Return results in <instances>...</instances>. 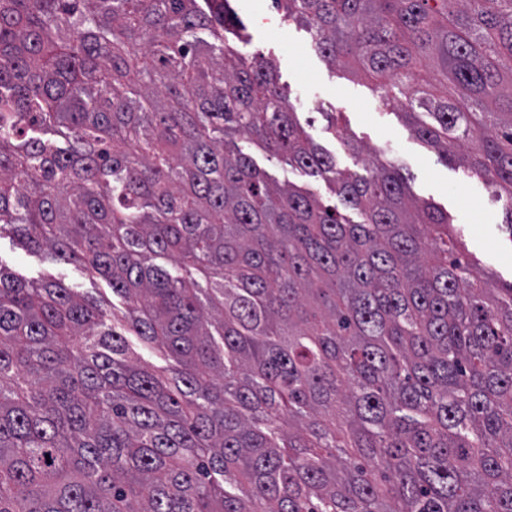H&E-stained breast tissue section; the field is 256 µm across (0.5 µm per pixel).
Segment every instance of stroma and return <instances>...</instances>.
Returning a JSON list of instances; mask_svg holds the SVG:
<instances>
[{
  "label": "stroma",
  "instance_id": "1",
  "mask_svg": "<svg viewBox=\"0 0 512 512\" xmlns=\"http://www.w3.org/2000/svg\"><path fill=\"white\" fill-rule=\"evenodd\" d=\"M228 22L244 28L247 40L239 49L248 56L272 59L280 82L301 126L316 143L335 155L339 168L362 171L363 158L347 147L355 141L376 150L379 161L402 168L417 198L448 211L462 231L461 251L471 266L488 272L491 287L512 283V230L503 222L502 204L488 184L467 169L444 164L437 153L411 132L397 111L383 108L368 74L331 67L315 50L306 28L283 22L272 0H231ZM334 113L337 130L327 128L325 113ZM248 153L257 165L279 181H290L337 204L326 184L292 171L255 145ZM0 263L26 279L51 275L84 295L111 299L108 284L82 267L30 253L11 238H0Z\"/></svg>",
  "mask_w": 512,
  "mask_h": 512
}]
</instances>
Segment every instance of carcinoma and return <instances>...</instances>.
<instances>
[{"label": "carcinoma", "mask_w": 512, "mask_h": 512, "mask_svg": "<svg viewBox=\"0 0 512 512\" xmlns=\"http://www.w3.org/2000/svg\"><path fill=\"white\" fill-rule=\"evenodd\" d=\"M272 2L512 229V0ZM229 12L0 0V237L126 305L0 263V512H512V284L400 168H338ZM425 59L444 92L393 96ZM130 336L174 366L132 362ZM239 144L241 146H245L247 152L252 156V158L255 160V162L261 169L266 170L269 174H271L280 182L290 180L299 187L308 188L315 192L316 194H318L321 197L322 201L325 202L326 204H336V207H338V209L342 213L346 214L348 217L353 216V211L344 208V206L340 204L337 195H333L329 191L324 182L312 181L310 180V178L302 176L297 171H292L290 167H288V165L281 163L275 158L268 157L262 150H260L253 144L243 142Z\"/></svg>", "instance_id": "obj_1"}]
</instances>
